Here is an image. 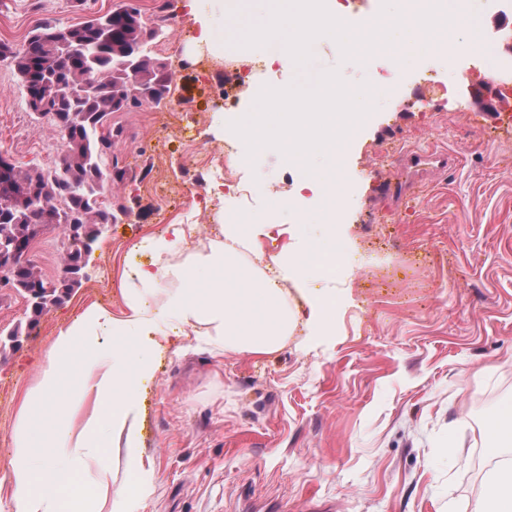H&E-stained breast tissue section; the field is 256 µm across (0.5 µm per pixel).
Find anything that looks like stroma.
<instances>
[{"label":"stroma","instance_id":"obj_1","mask_svg":"<svg viewBox=\"0 0 512 512\" xmlns=\"http://www.w3.org/2000/svg\"><path fill=\"white\" fill-rule=\"evenodd\" d=\"M119 2L0 0V42L20 44L38 21L72 24ZM134 2L165 30L153 55L171 72L172 91L162 104L113 114L125 128L115 151L130 178L113 184L111 199L132 211L95 244L81 285L21 348L0 356V475L9 471L23 396L58 331L93 303L124 310V272L153 260L145 237L192 225L170 256L185 262L237 204L224 164L233 158V115L256 104L240 81L247 67L196 50L183 0ZM393 55L460 86L486 78L481 67L438 59L430 32L413 20L385 33L373 68L319 36L279 77L288 86L330 74L353 95ZM425 91L406 81L354 137L302 161L274 150L257 167H235L253 187L249 214L264 227V257L292 243L341 240L335 277L305 283L336 303L325 336L299 325L268 355L187 338L157 359L139 388L141 452L155 471L143 512H238L244 493L277 512H470L491 471L506 464L496 447L508 433L489 413L512 408V124L477 116L464 98L416 111ZM426 144L447 152V168L415 193L384 197L382 182L400 180L402 170L381 151ZM64 149L31 119L13 68L0 61V150L22 167L49 168ZM331 170L348 200L326 224L320 196L300 185ZM287 196L293 205L280 206Z\"/></svg>","mask_w":512,"mask_h":512}]
</instances>
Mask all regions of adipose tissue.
<instances>
[{
  "instance_id": "obj_1",
  "label": "adipose tissue",
  "mask_w": 512,
  "mask_h": 512,
  "mask_svg": "<svg viewBox=\"0 0 512 512\" xmlns=\"http://www.w3.org/2000/svg\"><path fill=\"white\" fill-rule=\"evenodd\" d=\"M260 232L257 224L221 225L219 236L206 251L173 264L169 255L184 239L186 227L169 225L165 234L144 240L155 261L152 267L126 275V310L121 316L92 304L60 330L22 406L42 404L70 464L63 469L50 457L34 461L27 435L19 434L10 461L11 476L0 477V512H136L150 497L154 468L141 458L137 383L152 374L156 355L172 338L183 337L198 326L205 343L255 355L274 352L296 324L278 279L303 281L335 274V257L329 252L286 251L270 258L266 275H252L239 260L254 249ZM200 267L213 274L208 284L197 278ZM164 278L179 284L172 299L176 322L165 329L143 301L144 293ZM107 338L112 341V353L104 356L99 347ZM131 347L140 357L130 365L125 358ZM73 376L79 381L76 397L60 399L58 387ZM116 438L123 440L134 465L129 484L113 487L111 471L102 468L96 473L93 496L63 500L61 494L71 486L74 474L97 460L100 449L111 447ZM471 512H512L511 465L492 473L486 494L475 501Z\"/></svg>"
}]
</instances>
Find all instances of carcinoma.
Here are the masks:
<instances>
[{"instance_id": "cac0c4a2", "label": "carcinoma", "mask_w": 512, "mask_h": 512, "mask_svg": "<svg viewBox=\"0 0 512 512\" xmlns=\"http://www.w3.org/2000/svg\"><path fill=\"white\" fill-rule=\"evenodd\" d=\"M161 34L126 0L75 24L39 21L19 45L0 42V60H11L26 98L41 96L48 82L60 88L47 125L66 144L52 169H24L14 161L0 165V238L27 236L33 221L46 212L68 241L62 267L78 276L57 279L27 323L13 326L10 335L18 343L81 283L79 256L99 240V225L115 224L128 211L125 204L105 200L112 183L126 176L114 154L124 128L112 122V114L144 103L159 105L170 93L171 73L149 49ZM37 277L42 272L22 266L14 288H25Z\"/></svg>"}]
</instances>
